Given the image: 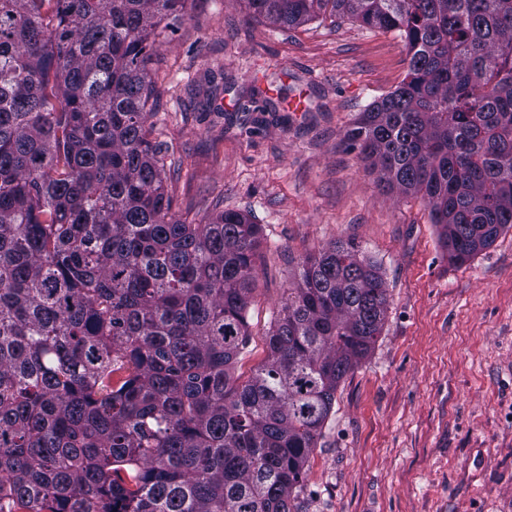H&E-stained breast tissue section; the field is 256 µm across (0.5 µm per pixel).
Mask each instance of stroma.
Returning a JSON list of instances; mask_svg holds the SVG:
<instances>
[{
	"mask_svg": "<svg viewBox=\"0 0 512 512\" xmlns=\"http://www.w3.org/2000/svg\"><path fill=\"white\" fill-rule=\"evenodd\" d=\"M150 64L147 122L174 210L248 213L255 258L248 378L300 262L352 240L386 282L381 336L336 392L302 512H512V228L449 261L425 203L377 183L346 133L404 79L393 34L351 21L276 28L238 0H194ZM259 85L268 112L236 102Z\"/></svg>",
	"mask_w": 512,
	"mask_h": 512,
	"instance_id": "35a3bbf8",
	"label": "stroma"
}]
</instances>
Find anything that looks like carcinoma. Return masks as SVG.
<instances>
[{"mask_svg":"<svg viewBox=\"0 0 512 512\" xmlns=\"http://www.w3.org/2000/svg\"><path fill=\"white\" fill-rule=\"evenodd\" d=\"M192 0H0V512H301L389 299L351 241L305 258L245 381L262 227L172 212L148 137L157 29ZM395 34L348 131L462 264L512 227V0H241Z\"/></svg>","mask_w":512,"mask_h":512,"instance_id":"obj_1","label":"carcinoma"}]
</instances>
